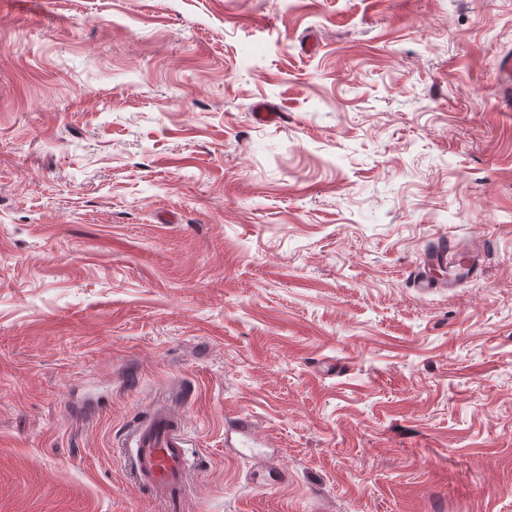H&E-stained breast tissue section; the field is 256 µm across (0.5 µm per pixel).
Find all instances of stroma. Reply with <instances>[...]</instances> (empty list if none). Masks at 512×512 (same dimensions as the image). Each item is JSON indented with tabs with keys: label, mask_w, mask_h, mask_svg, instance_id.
I'll use <instances>...</instances> for the list:
<instances>
[{
	"label": "stroma",
	"mask_w": 512,
	"mask_h": 512,
	"mask_svg": "<svg viewBox=\"0 0 512 512\" xmlns=\"http://www.w3.org/2000/svg\"><path fill=\"white\" fill-rule=\"evenodd\" d=\"M509 53L512 0H0V512H162L180 391L185 512H512ZM484 257V252L477 247L463 251L452 240L443 239L426 253L423 262L415 267L413 284L425 293L439 288L438 282L430 276L429 270L432 266L447 263H457L462 279L466 280L476 275ZM129 471L151 501L167 512L184 510L194 460L179 412L168 403L155 404L130 429ZM254 426L251 416L238 415L228 422L225 428L226 438L228 439L229 436L232 438V435H235V441L231 446L235 447L238 454L254 461V469L251 472L253 481L267 489L283 484L287 478L285 472L277 469L267 455L260 448H255L251 442Z\"/></svg>",
	"instance_id": "stroma-1"
}]
</instances>
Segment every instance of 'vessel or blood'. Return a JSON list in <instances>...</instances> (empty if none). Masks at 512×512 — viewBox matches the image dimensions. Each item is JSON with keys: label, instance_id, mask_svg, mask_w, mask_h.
Segmentation results:
<instances>
[{"label": "vessel or blood", "instance_id": "obj_1", "mask_svg": "<svg viewBox=\"0 0 512 512\" xmlns=\"http://www.w3.org/2000/svg\"><path fill=\"white\" fill-rule=\"evenodd\" d=\"M483 260L479 248L463 250L452 240H441L416 266L413 284L422 292L433 291L438 283L429 273L432 266L457 264L466 279L476 275ZM254 426L251 417L239 415L228 422L225 433L233 437L238 454L253 460V481L267 488L283 484L285 472L252 443ZM128 446L129 471L137 485L151 501L161 504L164 512H182L194 462L179 412L168 403L154 405L145 418L132 424Z\"/></svg>", "mask_w": 512, "mask_h": 512}]
</instances>
